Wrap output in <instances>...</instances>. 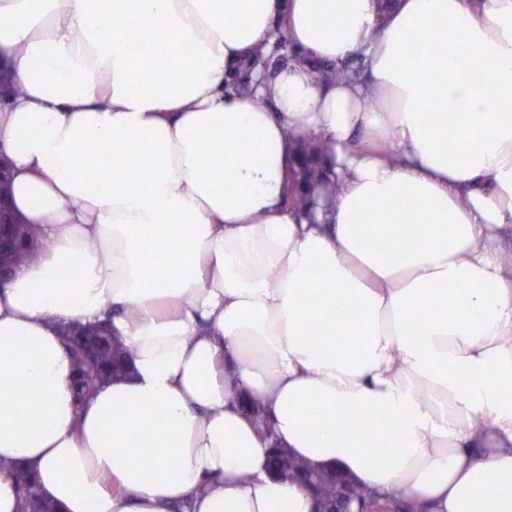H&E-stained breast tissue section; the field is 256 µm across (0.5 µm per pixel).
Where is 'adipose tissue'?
I'll return each mask as SVG.
<instances>
[{"mask_svg": "<svg viewBox=\"0 0 512 512\" xmlns=\"http://www.w3.org/2000/svg\"><path fill=\"white\" fill-rule=\"evenodd\" d=\"M281 24L267 106L226 93ZM0 64L10 202L48 243L0 287V459L59 512H312L275 441L512 512V0H0ZM298 128L332 142L329 213L283 202ZM104 319L133 370L81 406L58 329ZM311 71L318 75L320 80L322 81H331V82H344L353 79L356 75H360L361 71L359 69H354L348 65H311Z\"/></svg>", "mask_w": 512, "mask_h": 512, "instance_id": "obj_1", "label": "adipose tissue"}]
</instances>
